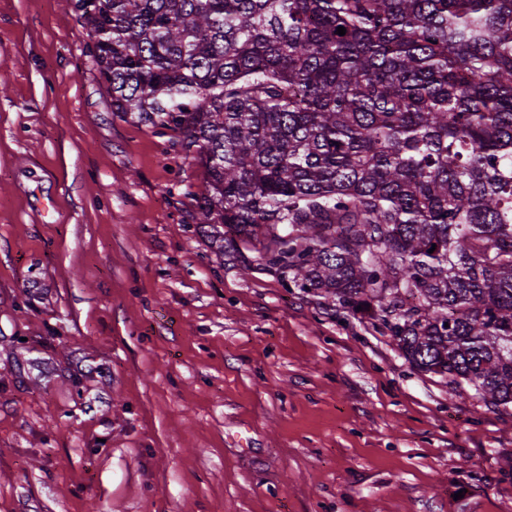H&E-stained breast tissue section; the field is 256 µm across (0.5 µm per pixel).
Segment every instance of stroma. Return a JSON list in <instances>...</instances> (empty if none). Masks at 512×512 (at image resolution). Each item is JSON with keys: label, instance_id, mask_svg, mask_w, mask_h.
<instances>
[{"label": "stroma", "instance_id": "1", "mask_svg": "<svg viewBox=\"0 0 512 512\" xmlns=\"http://www.w3.org/2000/svg\"><path fill=\"white\" fill-rule=\"evenodd\" d=\"M67 0H0V512H512V407L223 261Z\"/></svg>", "mask_w": 512, "mask_h": 512}]
</instances>
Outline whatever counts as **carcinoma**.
Returning <instances> with one entry per match:
<instances>
[{
  "label": "carcinoma",
  "instance_id": "cac0c4a2",
  "mask_svg": "<svg viewBox=\"0 0 512 512\" xmlns=\"http://www.w3.org/2000/svg\"><path fill=\"white\" fill-rule=\"evenodd\" d=\"M71 4L112 111L202 168L221 256L512 405V0Z\"/></svg>",
  "mask_w": 512,
  "mask_h": 512
}]
</instances>
